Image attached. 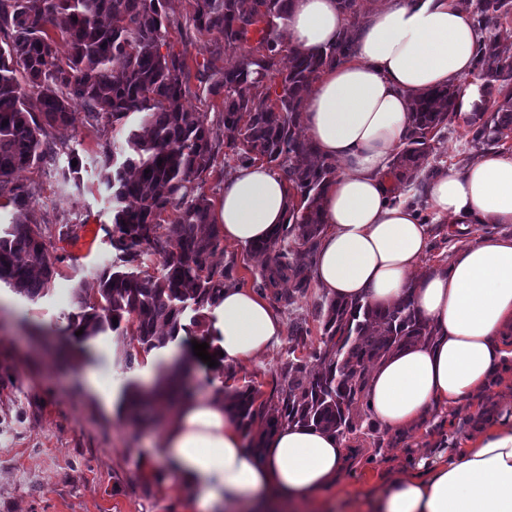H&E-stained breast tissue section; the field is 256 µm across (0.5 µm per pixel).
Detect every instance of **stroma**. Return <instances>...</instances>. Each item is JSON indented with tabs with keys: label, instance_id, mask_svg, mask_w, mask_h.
<instances>
[{
	"label": "stroma",
	"instance_id": "35a3bbf8",
	"mask_svg": "<svg viewBox=\"0 0 512 512\" xmlns=\"http://www.w3.org/2000/svg\"><path fill=\"white\" fill-rule=\"evenodd\" d=\"M72 110V124L49 131L63 148L56 168L34 166L14 177L29 193L27 222L39 225L58 263L49 292L34 302L0 282V512H186L192 492L143 466V458L151 454V431L130 423L120 410L127 385L147 386L158 368L157 357L148 356L129 369L124 357L134 346L131 337L108 332L80 343L65 331L68 314L77 309L76 293L93 294L97 272L115 257L110 192L102 174L113 146L122 144L126 129L139 123L132 117L105 128L89 119L81 102H73ZM466 130L458 121L443 126L430 165L460 169L474 160ZM72 158L81 179L79 185L65 186L60 172ZM419 212L432 226L423 267L449 264L461 243L449 237L448 218L427 204ZM214 261L249 288L264 271L261 257L247 247L224 245ZM323 297L312 285L306 293L294 294L291 304L278 302L274 308L284 325L306 320L316 342L321 338L316 304ZM199 338V333H189L174 347L175 356L187 360L186 389L198 393L213 381L229 379L237 388L255 386L270 405L287 386L284 363L308 355L286 334L265 356L226 374L195 355L192 343ZM94 374L110 380L107 392L92 388L89 378ZM511 410L510 371L480 392L473 408L439 410L426 431L402 435L394 447H378L376 437L362 433L351 437L358 460L327 492L328 512H368L361 491L407 474L413 460L431 457L448 440L466 437L477 417Z\"/></svg>",
	"mask_w": 512,
	"mask_h": 512
}]
</instances>
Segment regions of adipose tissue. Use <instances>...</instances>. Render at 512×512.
<instances>
[{
    "label": "adipose tissue",
    "mask_w": 512,
    "mask_h": 512,
    "mask_svg": "<svg viewBox=\"0 0 512 512\" xmlns=\"http://www.w3.org/2000/svg\"><path fill=\"white\" fill-rule=\"evenodd\" d=\"M351 31L353 49L308 93L303 124L320 157L338 161L323 195L313 259L336 299L385 309L412 296L433 337L394 351L369 376L366 403L387 433L426 430L434 409L465 407L512 367V237H468L471 224H512V152L491 148L460 170L439 171L428 202L465 241L449 266L421 269L431 227L393 203L390 172L416 95L457 83L475 67L480 38L464 0H384L361 19L337 0H290L288 45L317 52ZM288 184L257 163L224 181L214 219L226 242L252 246L288 219ZM213 347L226 366L267 354L284 325L249 288H226ZM152 462L195 496L196 512H325L324 491L350 464L336 434L299 423L248 445L222 382L175 404ZM370 512H512V414L479 423L460 447L417 461L378 484Z\"/></svg>",
    "instance_id": "adipose-tissue-1"
}]
</instances>
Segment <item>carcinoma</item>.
<instances>
[{"instance_id": "1", "label": "carcinoma", "mask_w": 512, "mask_h": 512, "mask_svg": "<svg viewBox=\"0 0 512 512\" xmlns=\"http://www.w3.org/2000/svg\"><path fill=\"white\" fill-rule=\"evenodd\" d=\"M171 2L0 0V199L26 209L28 194L13 177L24 168L57 163L60 150L46 131L71 124L73 100L82 101L98 123L140 115L104 175L115 259L97 274L98 298L77 296L67 331L83 330L80 339L86 341L108 330L121 336L130 328L145 354L192 327L209 336L224 286L238 285L212 262L221 238L204 191L206 176L226 149L239 167L265 162L278 169L291 191L288 223L271 240L251 247L266 263L256 288H275L289 277L294 291L305 293L323 232L320 201L336 163L313 160L311 142L299 134L304 99L324 69L350 55L353 43L347 31L316 53L285 47L279 29L289 0H187L186 22L197 35L210 37L219 51L240 52L237 63L222 72L197 64L207 94L220 100L214 128L184 103L190 93L188 50L176 51L169 41V30L182 26ZM472 16L481 38L465 124L469 145L481 151L512 136V46L488 35L512 17V0H476ZM57 36L69 47L64 59L54 50ZM285 51L291 60L286 70ZM460 106L453 85L413 101L404 146L391 166L397 182L436 173L428 166L433 132L451 122ZM171 240L178 245L175 253L168 251ZM293 242L307 250H292ZM148 254L163 257L160 275L142 269ZM54 274L38 225L16 218L0 226L1 281L34 302L46 294ZM318 316L323 347L309 354L321 364L317 373L308 375L302 359L289 360L288 387L269 410L257 403L258 390L250 385L231 394L234 420L246 436L261 415L269 426L310 423L345 439L364 429L378 433L360 407L370 367L396 348L433 335L409 296L386 309L359 299L325 298ZM147 400L131 384L121 409L137 421Z\"/></svg>"}]
</instances>
